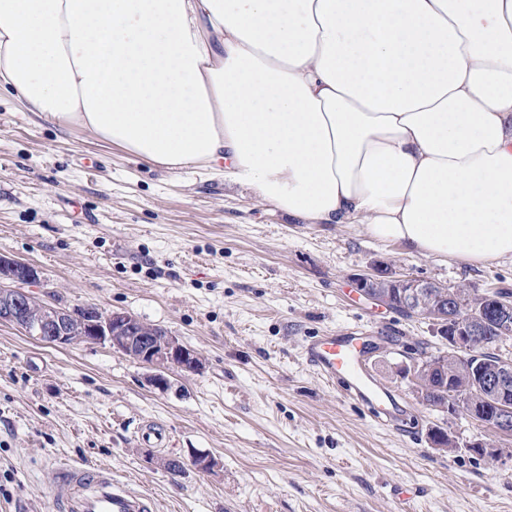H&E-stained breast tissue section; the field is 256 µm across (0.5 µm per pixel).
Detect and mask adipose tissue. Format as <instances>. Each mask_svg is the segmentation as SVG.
Returning <instances> with one entry per match:
<instances>
[{
    "instance_id": "ef3b65f1",
    "label": "adipose tissue",
    "mask_w": 512,
    "mask_h": 512,
    "mask_svg": "<svg viewBox=\"0 0 512 512\" xmlns=\"http://www.w3.org/2000/svg\"><path fill=\"white\" fill-rule=\"evenodd\" d=\"M0 92L304 224L512 257V0H0Z\"/></svg>"
}]
</instances>
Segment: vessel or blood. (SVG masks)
<instances>
[{"label":"vessel or blood","instance_id":"1","mask_svg":"<svg viewBox=\"0 0 512 512\" xmlns=\"http://www.w3.org/2000/svg\"><path fill=\"white\" fill-rule=\"evenodd\" d=\"M302 355L317 374L365 408L380 424L392 427L401 409L397 396L381 386L366 364L360 337L330 331L305 337ZM47 485H63L57 512H154L155 500L145 490L113 479L104 465L62 466L48 473Z\"/></svg>","mask_w":512,"mask_h":512}]
</instances>
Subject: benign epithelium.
I'll use <instances>...</instances> for the list:
<instances>
[{
  "instance_id": "obj_1",
  "label": "benign epithelium",
  "mask_w": 512,
  "mask_h": 512,
  "mask_svg": "<svg viewBox=\"0 0 512 512\" xmlns=\"http://www.w3.org/2000/svg\"><path fill=\"white\" fill-rule=\"evenodd\" d=\"M41 283L38 271L30 264L0 253V322L14 325L41 342L64 346L76 341L86 344H108L139 364L152 370L150 382L158 389L168 383L167 373L177 369L184 374H198L203 361L193 349L182 344L164 329L142 323L122 311L105 312L93 304L69 309L45 303L30 291ZM357 290L384 306L390 299L384 289H401L403 303L415 310L423 306L430 282L395 275L388 267L376 264L371 272L356 278ZM500 330L512 328V300L497 291H487L479 303L448 295V303L436 307L434 322L440 333L448 337V346L460 359H468L472 349L490 321ZM483 387L496 398L512 382V357L498 355L489 369H480ZM471 416L495 434H512V405L495 403L494 412L484 414L470 408Z\"/></svg>"
}]
</instances>
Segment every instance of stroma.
<instances>
[{"label": "stroma", "mask_w": 512, "mask_h": 512, "mask_svg": "<svg viewBox=\"0 0 512 512\" xmlns=\"http://www.w3.org/2000/svg\"><path fill=\"white\" fill-rule=\"evenodd\" d=\"M0 251L68 306L125 311L204 360L158 389L109 345L55 347L0 324V512H53L57 465L104 464L156 512H512V440L424 406L405 370L448 343L427 319L356 293L383 261L447 288L512 290V259L476 268L411 256L361 224H302L225 178L169 170L0 99ZM366 332L376 378L412 436L377 423L306 364L302 339ZM152 422L164 445L143 440ZM442 429L451 444L431 441ZM487 443L495 457L471 450ZM204 473L161 467L189 449Z\"/></svg>", "instance_id": "stroma-1"}]
</instances>
